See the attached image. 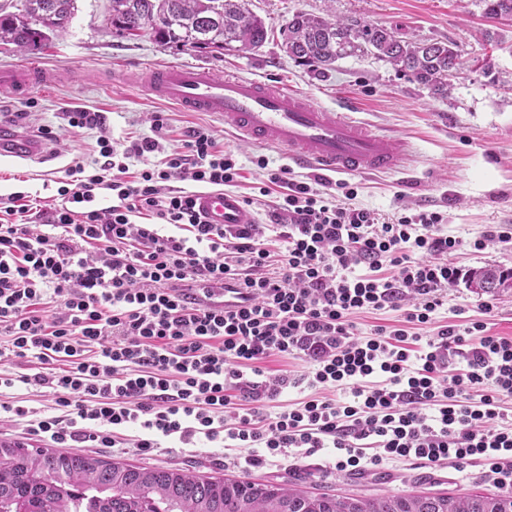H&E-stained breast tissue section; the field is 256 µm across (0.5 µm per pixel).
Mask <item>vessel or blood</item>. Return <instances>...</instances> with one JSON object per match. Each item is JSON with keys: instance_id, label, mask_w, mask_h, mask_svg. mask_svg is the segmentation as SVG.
Here are the masks:
<instances>
[{"instance_id": "b4317fda", "label": "vessel or blood", "mask_w": 512, "mask_h": 512, "mask_svg": "<svg viewBox=\"0 0 512 512\" xmlns=\"http://www.w3.org/2000/svg\"><path fill=\"white\" fill-rule=\"evenodd\" d=\"M59 72L35 66L0 69V88L24 96L35 84H51ZM132 77L147 95L184 112L220 118L225 129L243 139L284 150L299 168L334 174L394 173L408 159L407 143L372 130L348 112H333L308 96L269 83L239 77H217L203 66L140 69ZM40 159L41 140L13 130H0V157ZM197 210L210 224H253L257 218L231 192L196 195Z\"/></svg>"}]
</instances>
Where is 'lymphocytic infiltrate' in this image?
I'll list each match as a JSON object with an SVG mask.
<instances>
[{
    "instance_id": "f902f5d3",
    "label": "lymphocytic infiltrate",
    "mask_w": 512,
    "mask_h": 512,
    "mask_svg": "<svg viewBox=\"0 0 512 512\" xmlns=\"http://www.w3.org/2000/svg\"><path fill=\"white\" fill-rule=\"evenodd\" d=\"M68 122L97 130L95 156L67 170L45 230L31 224L25 193L0 199V361L40 367L0 372V389L47 388L59 413L36 418L0 400V414L62 448L129 444L148 455L158 437L189 445L201 435L248 449L250 466L333 448L339 471L475 463L512 488V422L497 401L512 394V338L472 322L483 339L452 373L448 354L464 335L453 325L422 334L463 275L452 260L462 243L443 233L440 213L385 222L354 206V189L332 200L282 167L270 176L287 188L272 223L209 224L178 184L237 180L212 135L189 129L167 155L162 115L121 150L101 113L76 109ZM105 190L109 206L94 208ZM387 308L404 310L403 327L358 335L354 315ZM272 357L307 369L267 377ZM299 387L308 400L267 411Z\"/></svg>"
}]
</instances>
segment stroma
<instances>
[{"label":"stroma","mask_w":512,"mask_h":512,"mask_svg":"<svg viewBox=\"0 0 512 512\" xmlns=\"http://www.w3.org/2000/svg\"><path fill=\"white\" fill-rule=\"evenodd\" d=\"M76 5L67 31L41 48L21 52L15 45L0 43V68L38 63L65 73L54 86L0 104V124L31 135L42 129L52 133L44 159L0 161V195L27 192L38 211H47L66 170L91 161L97 133L70 127L67 110L104 113L108 131L121 144L151 135L153 115L159 112L167 123L166 150L180 148L181 130L197 127L234 155L241 172L232 191L251 200L260 223H268L270 211L285 192L284 187L270 185L269 175L287 164L285 154L239 140L225 131L223 121L180 111L116 75L125 67L206 66L219 76L293 88L332 111L352 105L357 119L407 142L409 160L404 170L389 175H329L324 179L325 193L338 196L339 184L348 183L357 190L355 205L386 218L415 209L440 212L445 232L463 242L456 259L467 271L486 265L512 269V245L492 244L482 251L472 247L486 226L512 225V23L488 24L482 0H247L248 8L271 27L270 38L259 50L221 57L162 46L146 36H119L108 21L111 0H76ZM299 11L357 17L410 37L448 40L457 44L467 67L453 78L445 98L371 57L347 58L332 69L313 70L281 49L279 31ZM489 28L495 33L491 41L483 37ZM261 156L267 159V168L256 166ZM265 185L271 191L263 196L259 189ZM487 303L492 311H484ZM473 319L486 323L487 334L512 338V289L490 295L461 279L448 288L447 302L428 331L437 333L448 323L463 328ZM99 454L117 463L181 468L200 476L291 482L313 494L459 496L499 491L478 466L386 462L355 475L333 471V456L327 450L299 462L288 457L244 470L225 466L221 449L205 440L184 448L177 438H165L147 456L132 448H103Z\"/></svg>","instance_id":"35a3bbf8"}]
</instances>
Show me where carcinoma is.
I'll return each mask as SVG.
<instances>
[{"label":"carcinoma","mask_w":512,"mask_h":512,"mask_svg":"<svg viewBox=\"0 0 512 512\" xmlns=\"http://www.w3.org/2000/svg\"><path fill=\"white\" fill-rule=\"evenodd\" d=\"M490 22L512 17V0H483ZM76 0H23L0 13V41L31 50L67 30ZM122 34L151 30L162 45L243 53L262 47L270 29L245 0H112ZM288 57L328 69L349 57L389 63L410 81L448 96V73L464 62L457 45L395 41L362 19L298 12L281 31ZM471 282L484 293L512 286V270L482 267ZM512 512V493L493 496L383 494L375 498L312 495L294 484L205 478L175 468L137 467L79 453L0 445V512Z\"/></svg>","instance_id":"obj_1"}]
</instances>
